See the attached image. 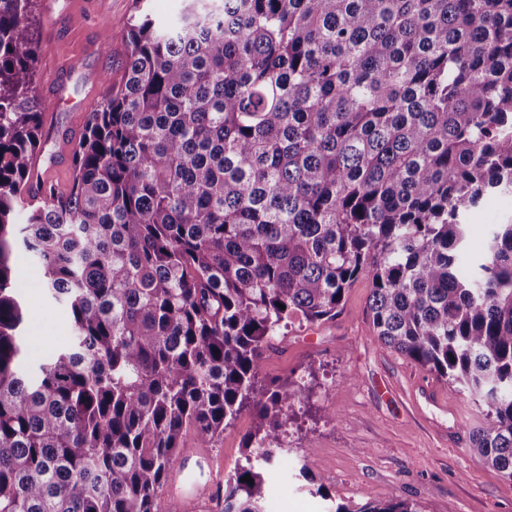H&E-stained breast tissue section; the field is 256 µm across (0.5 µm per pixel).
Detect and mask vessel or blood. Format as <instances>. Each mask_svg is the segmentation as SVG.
Masks as SVG:
<instances>
[{
	"mask_svg": "<svg viewBox=\"0 0 512 512\" xmlns=\"http://www.w3.org/2000/svg\"><path fill=\"white\" fill-rule=\"evenodd\" d=\"M222 483L223 473L209 449H183L168 476L167 508L169 512H210Z\"/></svg>",
	"mask_w": 512,
	"mask_h": 512,
	"instance_id": "vessel-or-blood-1",
	"label": "vessel or blood"
}]
</instances>
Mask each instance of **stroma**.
I'll list each match as a JSON object with an SVG mask.
<instances>
[{"label": "stroma", "instance_id": "1", "mask_svg": "<svg viewBox=\"0 0 512 512\" xmlns=\"http://www.w3.org/2000/svg\"><path fill=\"white\" fill-rule=\"evenodd\" d=\"M134 0H37L40 43L33 96L47 102L43 133L47 153L39 162L49 179L68 184L71 149L87 113L103 102L123 73ZM109 51H102V40ZM512 215V195L488 197L471 220L466 258L480 255L490 225ZM27 296L25 335L31 349L49 353L70 333L62 308H51L35 264L21 273ZM369 280L348 289L335 319L297 324L272 339L259 379L305 382L309 400L288 425L291 434L265 474V499L279 512H328L347 504L406 500L418 512H512V480L478 462L469 433L480 417L472 401L449 391L445 380L381 345L367 315ZM444 406L427 402L431 388ZM253 425L242 412L211 455L234 473L245 466L242 442ZM311 456H304V448ZM325 494H317V486Z\"/></svg>", "mask_w": 512, "mask_h": 512}]
</instances>
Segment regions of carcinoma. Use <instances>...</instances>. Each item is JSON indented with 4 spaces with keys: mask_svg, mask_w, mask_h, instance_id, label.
Here are the masks:
<instances>
[{
    "mask_svg": "<svg viewBox=\"0 0 512 512\" xmlns=\"http://www.w3.org/2000/svg\"><path fill=\"white\" fill-rule=\"evenodd\" d=\"M186 2L131 16L72 181L21 224L47 104L35 0H0V512H163L183 436L212 448L246 409L222 512H264L308 398L261 384L265 351L360 277L377 338L482 408L469 451L512 480V219L461 267L470 215L512 194V0ZM20 257L68 311L46 356ZM153 17L163 23L175 18L185 5L183 0H148Z\"/></svg>",
    "mask_w": 512,
    "mask_h": 512,
    "instance_id": "obj_1",
    "label": "carcinoma"
}]
</instances>
